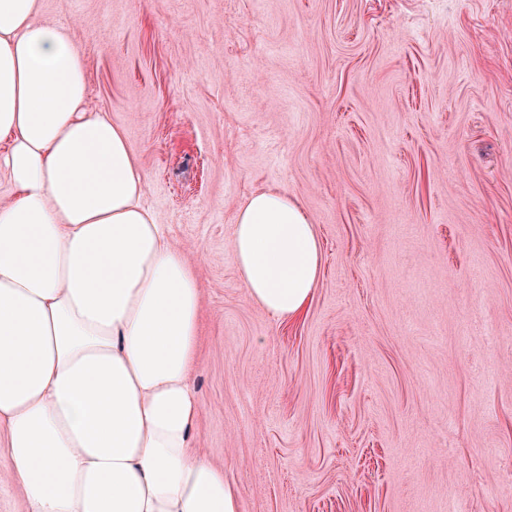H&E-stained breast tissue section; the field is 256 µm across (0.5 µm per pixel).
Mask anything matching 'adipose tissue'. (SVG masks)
I'll use <instances>...</instances> for the list:
<instances>
[{"label": "adipose tissue", "mask_w": 512, "mask_h": 512, "mask_svg": "<svg viewBox=\"0 0 512 512\" xmlns=\"http://www.w3.org/2000/svg\"><path fill=\"white\" fill-rule=\"evenodd\" d=\"M38 13L0 0V434L24 512H239L195 448L196 271L124 130L88 109L69 28ZM231 246L252 302L307 310L321 245L296 200L251 195Z\"/></svg>", "instance_id": "1"}]
</instances>
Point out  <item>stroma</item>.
I'll use <instances>...</instances> for the list:
<instances>
[{
    "mask_svg": "<svg viewBox=\"0 0 512 512\" xmlns=\"http://www.w3.org/2000/svg\"><path fill=\"white\" fill-rule=\"evenodd\" d=\"M202 288L195 444L240 512H512V0H40ZM322 245L280 322L253 193ZM231 246L252 302L278 321L307 310L320 277L321 245L296 200L277 190L251 195L238 211Z\"/></svg>",
    "mask_w": 512,
    "mask_h": 512,
    "instance_id": "obj_1",
    "label": "stroma"
}]
</instances>
